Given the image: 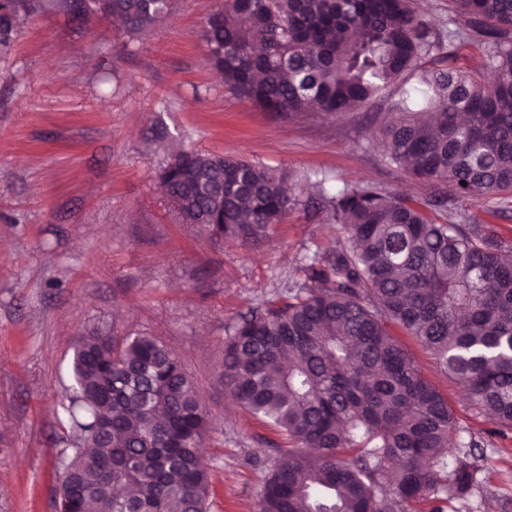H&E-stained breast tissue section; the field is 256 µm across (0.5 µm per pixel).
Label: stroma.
Masks as SVG:
<instances>
[{
	"instance_id": "obj_1",
	"label": "stroma",
	"mask_w": 512,
	"mask_h": 512,
	"mask_svg": "<svg viewBox=\"0 0 512 512\" xmlns=\"http://www.w3.org/2000/svg\"><path fill=\"white\" fill-rule=\"evenodd\" d=\"M226 2L177 0L144 36L102 16L50 11L22 22L0 56V476L10 484L0 512H54L74 338L112 320L120 332L160 338L191 372L212 419L203 442L210 512H257L288 438L233 406L216 366L242 315L285 292L306 256L347 237L318 210L306 177H324L331 194L347 182L415 199L429 190L369 145L385 99L291 120L225 89L203 30ZM182 145L288 171L299 205L260 247L211 243L157 187ZM466 209L471 223L496 225L512 242V199ZM392 334L447 397L478 468L468 498L448 512H512V431L466 400L418 342Z\"/></svg>"
}]
</instances>
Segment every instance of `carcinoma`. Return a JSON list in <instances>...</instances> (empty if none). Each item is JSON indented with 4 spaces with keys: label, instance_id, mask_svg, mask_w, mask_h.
Returning a JSON list of instances; mask_svg holds the SVG:
<instances>
[{
    "label": "carcinoma",
    "instance_id": "cac0c4a2",
    "mask_svg": "<svg viewBox=\"0 0 512 512\" xmlns=\"http://www.w3.org/2000/svg\"><path fill=\"white\" fill-rule=\"evenodd\" d=\"M0 0V53L49 6L86 18L97 0ZM145 34L174 0H104ZM454 27L411 0H228L209 15L208 62L265 112L340 115L389 96L373 134L386 160L430 182L411 200L376 184L320 190L353 245L314 254L285 294L242 318L219 378L288 436L258 512H446L474 484L455 452L448 399L390 333L429 348L468 400L512 430V244L462 205L512 195V0H452ZM482 45L487 65L456 66ZM285 170L179 148L158 174L185 224L258 245L298 205ZM71 447L55 456L56 512H209L199 455L211 419L185 366L157 337L116 325L76 338L61 402Z\"/></svg>",
    "mask_w": 512,
    "mask_h": 512
}]
</instances>
